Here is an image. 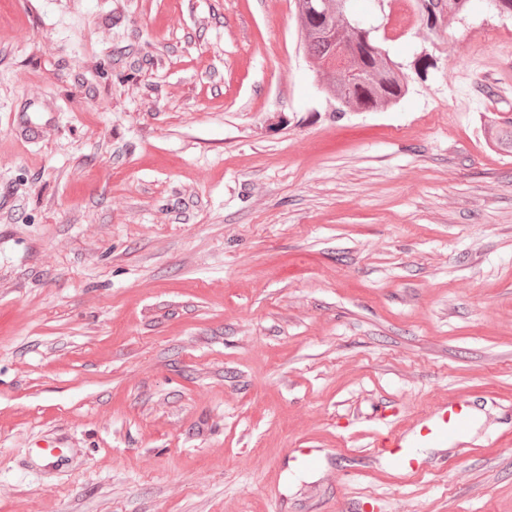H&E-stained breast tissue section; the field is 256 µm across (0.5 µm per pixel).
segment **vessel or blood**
<instances>
[{
    "mask_svg": "<svg viewBox=\"0 0 512 512\" xmlns=\"http://www.w3.org/2000/svg\"><path fill=\"white\" fill-rule=\"evenodd\" d=\"M471 420L469 409L448 401L441 406L438 415L424 418L422 424L407 436L391 434L383 438L380 452L395 470L413 472L410 449L447 447L466 432Z\"/></svg>",
    "mask_w": 512,
    "mask_h": 512,
    "instance_id": "obj_1",
    "label": "vessel or blood"
}]
</instances>
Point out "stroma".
<instances>
[{"mask_svg":"<svg viewBox=\"0 0 512 512\" xmlns=\"http://www.w3.org/2000/svg\"><path fill=\"white\" fill-rule=\"evenodd\" d=\"M351 9L383 112L294 0H0V512H512V17ZM449 399L395 473L374 441ZM351 1L296 0V22L323 89L337 99L344 110L384 111L405 95L407 85L388 51L372 33L366 38L358 29L344 31V40L352 48L353 58L350 48L336 35L343 4L349 9ZM371 45L380 46L389 62L379 57ZM330 57L336 67L329 65ZM351 58V66L347 69L351 72L350 77L347 71L337 68L348 67ZM501 122L494 118L490 124L491 135L494 144L504 153L512 154V119L500 118ZM504 125V126H501ZM472 414L453 399L440 408L438 415L425 417L422 424L407 436L389 434L379 448L396 471L415 472L413 459L406 448H446L469 428Z\"/></svg>","mask_w":512,"mask_h":512,"instance_id":"stroma-1","label":"stroma"}]
</instances>
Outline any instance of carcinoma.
Listing matches in <instances>:
<instances>
[{"mask_svg":"<svg viewBox=\"0 0 512 512\" xmlns=\"http://www.w3.org/2000/svg\"><path fill=\"white\" fill-rule=\"evenodd\" d=\"M351 0H295L296 22L315 65L323 89L338 100L342 108L356 112H380L395 105L407 92L404 77L394 61H385L371 46L376 37L364 36L358 29L343 33L353 51L348 71L329 65L336 40V24L343 6ZM426 22L437 25L448 16L459 15L470 0H414ZM494 144L512 154V119L490 125Z\"/></svg>","mask_w":512,"mask_h":512,"instance_id":"carcinoma-1","label":"carcinoma"}]
</instances>
